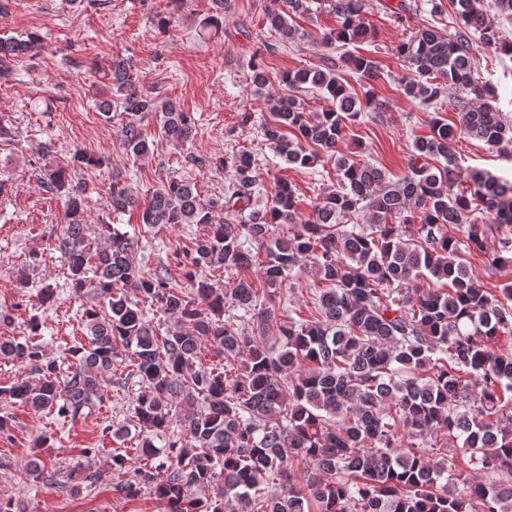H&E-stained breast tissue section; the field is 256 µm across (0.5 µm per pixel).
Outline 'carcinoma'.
Returning a JSON list of instances; mask_svg holds the SVG:
<instances>
[{
    "instance_id": "obj_1",
    "label": "carcinoma",
    "mask_w": 512,
    "mask_h": 512,
    "mask_svg": "<svg viewBox=\"0 0 512 512\" xmlns=\"http://www.w3.org/2000/svg\"><path fill=\"white\" fill-rule=\"evenodd\" d=\"M213 4L203 36L219 30L228 0ZM453 5L454 36L424 27L397 47L408 64L406 96L428 107L449 89L462 96L454 101L458 120L432 117L430 135L415 140L396 182L341 148L346 123L373 105L369 88L381 75L375 58L347 52L282 76L292 89L324 93L330 109L311 113L296 97H281L263 126L266 142L289 163L309 167L326 158L336 165L338 189L317 198L308 219L298 220L286 181L277 182L271 203L260 204L248 152L222 161L232 173L222 200L206 203L194 183L178 178L144 203L112 185L114 213L137 208L149 227L206 226L179 262L187 292L164 267L142 272L139 237L102 224L107 246L95 245L84 218L86 188L66 167L46 169L41 185L66 203L54 249L67 260V285L79 296L93 272L96 297L107 306L83 310L88 344L60 359L28 336H0V359L39 376L36 384L16 378L0 398L74 420L104 383L125 385L114 371L122 346L133 355L129 376L140 383L131 399L138 444L113 451L109 462L127 475L115 487L123 500L149 489L168 512H512V286L496 295L467 264V255L480 252L494 269L512 267V178L473 170L463 180L453 153L462 137L512 148L497 86L475 76L472 38L510 55L512 41L481 0ZM306 8L305 0H285V9L267 15L279 42L294 39L288 18ZM363 9V0H334L340 27L322 43L343 48L375 38ZM38 43L36 35L0 39V80H12L15 59ZM342 64L360 75L364 94L344 82ZM128 69L120 56L108 69L123 111H160L162 136L189 141L192 113L140 94ZM250 71L254 91L263 92L267 69L253 62ZM122 136L134 155L150 152L137 123ZM474 211L491 223H474ZM362 213L368 224L348 223ZM278 224L288 225V236H273ZM450 226L466 227L465 235H449ZM491 233L499 248L490 252ZM262 254L260 280L244 276L223 292L209 283L207 272L248 269ZM302 275L326 287L307 289L309 318L285 319L272 301L297 290ZM155 308L173 316L165 336L148 317ZM244 319L257 335L238 332ZM269 334L277 347L267 344ZM503 339L509 348L498 347ZM205 354L218 361L204 364ZM441 434L462 447L439 444ZM300 465L302 487L291 474ZM26 471L70 496L103 478L87 466L64 479L35 455Z\"/></svg>"
}]
</instances>
